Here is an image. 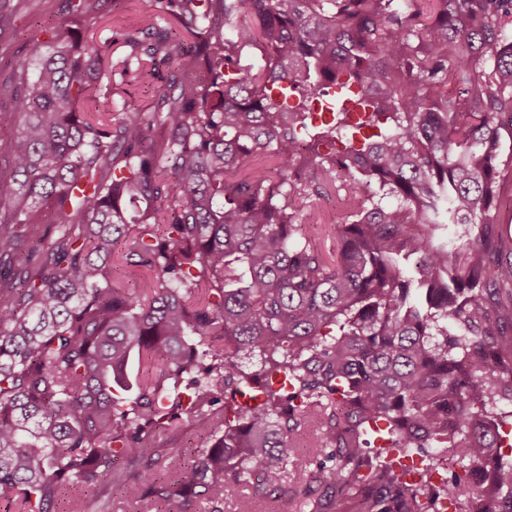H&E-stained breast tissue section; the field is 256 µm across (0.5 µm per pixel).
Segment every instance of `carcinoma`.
<instances>
[{"label":"carcinoma","mask_w":512,"mask_h":512,"mask_svg":"<svg viewBox=\"0 0 512 512\" xmlns=\"http://www.w3.org/2000/svg\"><path fill=\"white\" fill-rule=\"evenodd\" d=\"M110 2L60 0L0 73V488L256 512L317 420L336 512H512V0H153L119 34L152 106L102 122ZM330 191L334 259L302 231ZM221 401L209 447L149 452Z\"/></svg>","instance_id":"carcinoma-1"}]
</instances>
